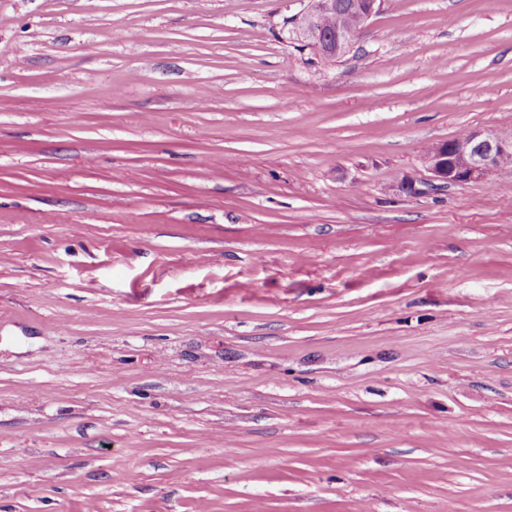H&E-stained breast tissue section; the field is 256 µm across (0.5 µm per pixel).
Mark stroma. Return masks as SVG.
Returning <instances> with one entry per match:
<instances>
[{
    "label": "stroma",
    "mask_w": 512,
    "mask_h": 512,
    "mask_svg": "<svg viewBox=\"0 0 512 512\" xmlns=\"http://www.w3.org/2000/svg\"><path fill=\"white\" fill-rule=\"evenodd\" d=\"M0 0V512H512V0ZM336 13L324 15L335 12L334 0H310L308 6L295 14L296 19L299 21L300 29L309 34L317 42V46L323 57L330 54L339 55L345 50L352 48V36L342 27L337 28V22L340 19L341 26L350 30L356 38L361 29L379 7L377 0H366L356 2V7L362 14L361 16L352 9V0H335ZM321 17V28L324 32H329L337 28L334 33L321 34L316 25ZM468 130L463 139L439 144L425 156L434 180L459 184L485 179L492 170L512 165V129ZM511 155V156H509Z\"/></svg>",
    "instance_id": "stroma-1"
}]
</instances>
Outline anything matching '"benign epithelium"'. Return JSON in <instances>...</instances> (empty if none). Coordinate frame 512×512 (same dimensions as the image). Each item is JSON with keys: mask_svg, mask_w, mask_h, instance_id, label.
<instances>
[{"mask_svg": "<svg viewBox=\"0 0 512 512\" xmlns=\"http://www.w3.org/2000/svg\"><path fill=\"white\" fill-rule=\"evenodd\" d=\"M333 12L334 0H308V6L295 14L300 29L315 39L324 57L352 48V36L343 28L326 34L316 29L319 17ZM509 155L512 156V138L495 130L475 129L467 131L462 139L435 146L425 159L433 178L449 185L483 180L495 169L499 158Z\"/></svg>", "mask_w": 512, "mask_h": 512, "instance_id": "7a95c632", "label": "benign epithelium"}]
</instances>
